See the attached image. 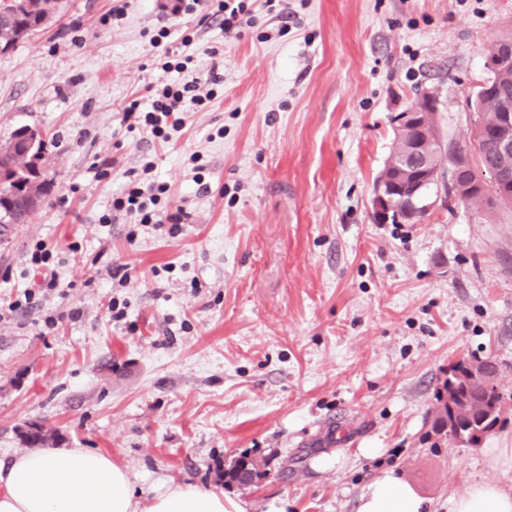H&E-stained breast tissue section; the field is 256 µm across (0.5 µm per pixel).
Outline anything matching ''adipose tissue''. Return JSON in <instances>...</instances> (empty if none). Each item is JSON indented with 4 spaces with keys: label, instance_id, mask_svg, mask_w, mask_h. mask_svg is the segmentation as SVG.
<instances>
[{
    "label": "adipose tissue",
    "instance_id": "ef3b65f1",
    "mask_svg": "<svg viewBox=\"0 0 512 512\" xmlns=\"http://www.w3.org/2000/svg\"><path fill=\"white\" fill-rule=\"evenodd\" d=\"M452 512H512V490L476 482ZM0 512H246L223 494L191 483L157 481L151 491L111 456L84 448H35L0 460ZM359 512H423V501L392 474L373 481Z\"/></svg>",
    "mask_w": 512,
    "mask_h": 512
}]
</instances>
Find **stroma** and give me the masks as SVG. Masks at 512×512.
I'll return each mask as SVG.
<instances>
[{
    "mask_svg": "<svg viewBox=\"0 0 512 512\" xmlns=\"http://www.w3.org/2000/svg\"><path fill=\"white\" fill-rule=\"evenodd\" d=\"M123 2L105 26L114 0H58L0 54V145L22 126L47 135L44 203L0 242V304L23 300L39 242L66 286L0 322V457L43 430L143 488L196 484L247 512H358L388 472L448 512L469 482L500 480L483 451L512 448V213L492 223L454 203L380 224L373 199L391 117L421 91L442 140L469 146L512 0H291L285 23L254 0L253 24L226 40L167 0ZM162 27L221 46L193 73L224 77L165 146L124 121L169 78L147 39ZM147 158L188 218L131 242L125 216L99 218ZM468 358L496 363L505 402L476 448L435 429L448 366ZM241 458L259 478L225 482Z\"/></svg>",
    "mask_w": 512,
    "mask_h": 512,
    "instance_id": "obj_1",
    "label": "stroma"
}]
</instances>
